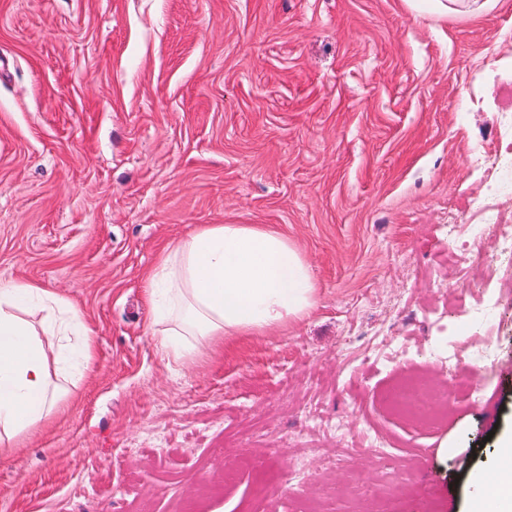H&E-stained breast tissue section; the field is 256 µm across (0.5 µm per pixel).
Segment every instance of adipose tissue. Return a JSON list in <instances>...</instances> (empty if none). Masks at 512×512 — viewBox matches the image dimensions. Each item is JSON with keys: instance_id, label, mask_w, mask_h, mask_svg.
<instances>
[{"instance_id": "obj_1", "label": "adipose tissue", "mask_w": 512, "mask_h": 512, "mask_svg": "<svg viewBox=\"0 0 512 512\" xmlns=\"http://www.w3.org/2000/svg\"><path fill=\"white\" fill-rule=\"evenodd\" d=\"M154 333L180 362L238 336L307 316L308 265L287 237L262 224H202L162 253L146 278ZM90 360L81 312L39 286L0 281V448L17 447L51 420L68 392L48 351Z\"/></svg>"}]
</instances>
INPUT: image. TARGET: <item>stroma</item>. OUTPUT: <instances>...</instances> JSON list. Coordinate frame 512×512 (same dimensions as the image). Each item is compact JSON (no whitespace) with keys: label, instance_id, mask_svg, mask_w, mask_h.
<instances>
[{"label":"stroma","instance_id":"1","mask_svg":"<svg viewBox=\"0 0 512 512\" xmlns=\"http://www.w3.org/2000/svg\"><path fill=\"white\" fill-rule=\"evenodd\" d=\"M512 0H0V278L90 366L0 453V512H480L512 467V255L472 212ZM201 224L288 237L310 314L190 360L145 275ZM439 388L411 417L407 377Z\"/></svg>","mask_w":512,"mask_h":512}]
</instances>
